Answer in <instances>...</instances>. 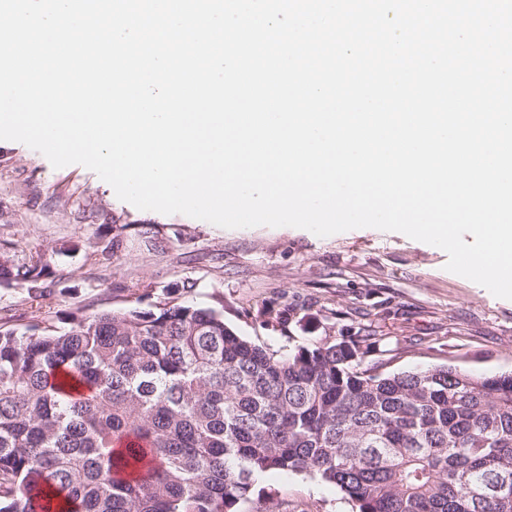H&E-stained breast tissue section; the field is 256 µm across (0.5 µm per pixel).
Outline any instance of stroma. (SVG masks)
I'll return each mask as SVG.
<instances>
[{
	"label": "stroma",
	"mask_w": 512,
	"mask_h": 512,
	"mask_svg": "<svg viewBox=\"0 0 512 512\" xmlns=\"http://www.w3.org/2000/svg\"><path fill=\"white\" fill-rule=\"evenodd\" d=\"M0 237L43 254L44 295L0 286L10 327L63 329L86 315L159 303L211 306L238 334L289 349L349 326L375 336L379 372L448 364L481 375L512 372V300L446 270L442 249L398 232L353 229L327 237L294 227L225 229L143 211L79 164L0 143ZM294 307L298 321L267 330L259 310ZM258 489L288 512H355L334 486L270 473Z\"/></svg>",
	"instance_id": "stroma-1"
}]
</instances>
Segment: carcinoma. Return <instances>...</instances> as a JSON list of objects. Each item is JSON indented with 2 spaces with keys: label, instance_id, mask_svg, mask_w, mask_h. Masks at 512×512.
<instances>
[{
  "label": "carcinoma",
  "instance_id": "carcinoma-1",
  "mask_svg": "<svg viewBox=\"0 0 512 512\" xmlns=\"http://www.w3.org/2000/svg\"><path fill=\"white\" fill-rule=\"evenodd\" d=\"M46 269L0 239L1 285ZM67 320L0 326V512H241L270 472L357 512H512V373H380L352 327L284 353L210 307Z\"/></svg>",
  "mask_w": 512,
  "mask_h": 512
}]
</instances>
